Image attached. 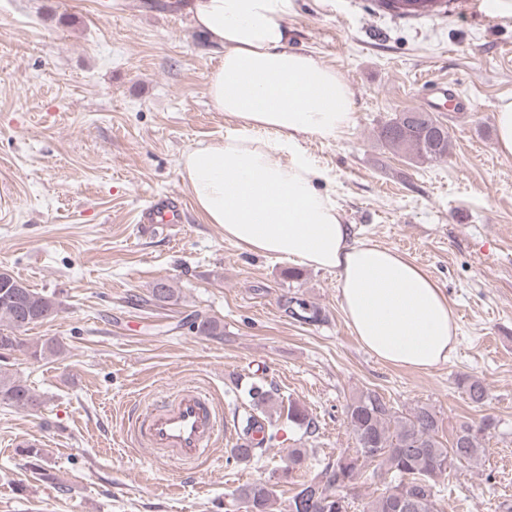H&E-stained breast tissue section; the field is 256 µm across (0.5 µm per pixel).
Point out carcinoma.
Here are the masks:
<instances>
[{"mask_svg":"<svg viewBox=\"0 0 512 512\" xmlns=\"http://www.w3.org/2000/svg\"><path fill=\"white\" fill-rule=\"evenodd\" d=\"M429 2L422 10L396 11L391 0L379 4L395 11L398 16H423L436 11L438 0H399V4ZM419 116L432 127L442 131L438 136L428 134L403 135L396 130L398 121H390L378 131L379 140L393 149H403L418 161L434 162L448 157L452 141L448 127L430 112ZM61 304L54 295L27 286L17 303L0 299V338L12 337L8 347L0 351V405L20 411H29L41 405L40 396L13 374L4 361L15 352H22L39 361L62 352L61 344L53 341L30 342L22 333L38 323L55 318ZM285 312L303 322H317L320 312L300 298L285 304ZM196 331L204 336H222L220 322L210 317H197L193 321ZM463 392L476 406L484 403L487 387L478 378L462 380ZM255 412L242 421V443L233 449L238 462H247L263 453V443L254 442L250 432L255 426H266L261 418L271 400L269 391L260 385L251 389ZM288 421L309 430L314 425L306 411L296 404L288 406ZM345 418L355 448L343 452L325 463L319 476L297 484L288 498L287 512H350L351 503L340 488L352 485L359 478L365 464L375 462L373 476L390 479L385 491L369 504V512H445L438 497L439 479L451 474L463 463L480 460L486 451L485 441L496 422L490 417L479 424L462 423L443 439L439 435L440 420L428 406H418L403 415L393 404L376 392H362L345 406ZM275 491L267 481H256L236 488L231 493L230 507L235 512H272Z\"/></svg>","mask_w":512,"mask_h":512,"instance_id":"1","label":"carcinoma"}]
</instances>
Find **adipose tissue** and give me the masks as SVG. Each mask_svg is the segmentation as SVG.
Listing matches in <instances>:
<instances>
[{"label": "adipose tissue", "mask_w": 512, "mask_h": 512, "mask_svg": "<svg viewBox=\"0 0 512 512\" xmlns=\"http://www.w3.org/2000/svg\"><path fill=\"white\" fill-rule=\"evenodd\" d=\"M290 0H189L196 27L221 53L208 76L211 106L235 129L181 156V176L204 221L226 240L335 272L340 304L360 343L378 359L428 371L454 350L459 326L447 297L396 250L356 239L326 172L300 136L331 140L356 118L336 69L290 50Z\"/></svg>", "instance_id": "obj_1"}]
</instances>
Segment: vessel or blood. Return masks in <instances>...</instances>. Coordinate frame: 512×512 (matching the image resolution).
<instances>
[{
  "mask_svg": "<svg viewBox=\"0 0 512 512\" xmlns=\"http://www.w3.org/2000/svg\"><path fill=\"white\" fill-rule=\"evenodd\" d=\"M424 104L429 111H450L462 116L473 111L470 99L454 84H431ZM183 209L172 196L153 197L141 208L137 222L142 229L173 227L181 223ZM224 430V413L208 393L190 386L144 406L132 418L131 434L136 445L150 449L164 463L194 466L208 460Z\"/></svg>",
  "mask_w": 512,
  "mask_h": 512,
  "instance_id": "b4317fda",
  "label": "vessel or blood"
}]
</instances>
